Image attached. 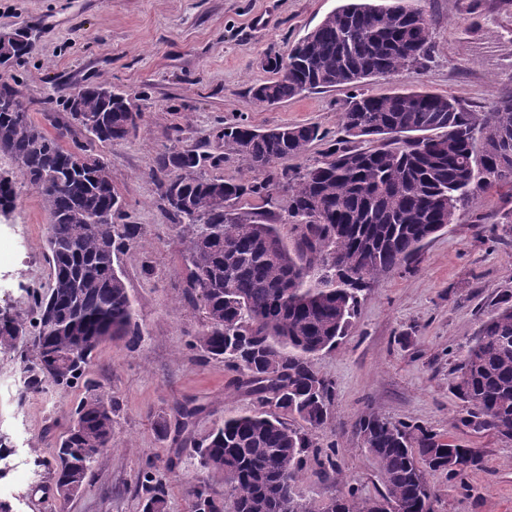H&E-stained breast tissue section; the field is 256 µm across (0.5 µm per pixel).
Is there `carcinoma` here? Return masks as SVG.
<instances>
[{
	"label": "carcinoma",
	"instance_id": "1",
	"mask_svg": "<svg viewBox=\"0 0 512 512\" xmlns=\"http://www.w3.org/2000/svg\"><path fill=\"white\" fill-rule=\"evenodd\" d=\"M430 49L420 0H344L290 47L288 69L269 67L272 78L250 92L256 101L266 96L279 103L304 91L353 86L419 67ZM99 88L85 84L71 92L101 123L85 128L86 143L67 149L31 120L13 87L0 84V98L17 103L0 111V151L11 156L51 218L48 292L34 295L30 320L0 322V346L12 345L19 332L29 338L32 357L19 368L27 392L72 383L107 339H139L114 260L138 243L141 226L115 222L120 200L94 145L125 140L143 113L127 111L117 96L103 100ZM340 123L346 136L381 145L362 149L338 141L313 164L292 170L288 161L326 138L319 127L227 126L224 145L254 172L246 184L205 177L208 156L196 150L157 156L153 176L167 211L179 218L190 297L205 311L194 345L224 360L234 386L254 400L252 410L224 417L197 444L198 467L224 485L235 512H276L278 495L296 501L299 512H315L297 493L302 465L311 454L334 472L336 448L315 442L331 415L333 385L314 358L345 336L371 280L450 229L475 191L512 189V167L481 170L469 150L478 135L487 158L497 156L499 134H512V104L476 116L455 98L424 89L360 92L349 97ZM279 186L288 191V215L298 230L291 249L275 225L230 210L246 195ZM449 386L466 406L457 426L512 440V294L501 295L481 323ZM118 410L113 396L91 392L81 400L52 466L55 490L84 484L92 464L112 448ZM360 428L384 491L362 498L350 490L335 499L334 512H380L383 501L401 503L404 512H435L426 470L461 479L482 464L476 450L451 436L374 415ZM144 480L142 512H168L163 483L152 473ZM190 493L196 512H223L208 485H194Z\"/></svg>",
	"mask_w": 512,
	"mask_h": 512
}]
</instances>
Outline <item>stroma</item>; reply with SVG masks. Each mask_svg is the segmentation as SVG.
I'll return each instance as SVG.
<instances>
[{"label": "stroma", "instance_id": "stroma-1", "mask_svg": "<svg viewBox=\"0 0 512 512\" xmlns=\"http://www.w3.org/2000/svg\"><path fill=\"white\" fill-rule=\"evenodd\" d=\"M341 0H0V31L24 25L34 51L0 71L27 104L35 123L66 148L86 142L70 122L72 90L102 82L129 94L143 112L126 140L101 146L126 221L142 227L141 246L118 256L141 340L99 345L84 374L69 385L25 392L19 373L25 340L0 347V435L17 450L5 465L0 498L15 512H141L143 474L155 466L167 481L170 512H194L189 485L204 480L194 443L230 412L253 406L231 384L223 361L204 359L191 341L201 330L200 303L185 300V244L153 177L155 159L169 147L210 154L206 176L250 179L241 156L225 147V126L258 129L313 123L328 134L304 163L340 139L339 114L351 95L424 88L456 98L465 111H491L512 95V0H425L433 49L423 67L401 75L310 91L272 106L250 89L269 79L261 61L316 27ZM18 200L0 217V311L30 316L34 294L46 291L52 269L44 247L48 211L38 193L17 181ZM276 225L287 245L297 232L288 195L246 196L236 205ZM512 224V191H478L458 211L453 228L427 240L419 253L380 277L360 300L357 316L317 369L334 386L332 416L317 430L319 445L335 446L336 477L307 460L298 484L318 507L357 488L366 498L383 490L362 449L360 419L375 414L438 433L477 449L481 468L463 479L426 474L435 512H512V440L472 434L455 423L463 404L448 383L456 360L476 335L500 293L512 292V243L489 231ZM117 398L112 450L100 457L67 504L51 478L56 444L89 390ZM199 406L189 426L174 421L178 405ZM170 421L168 435L155 422Z\"/></svg>", "mask_w": 512, "mask_h": 512}]
</instances>
